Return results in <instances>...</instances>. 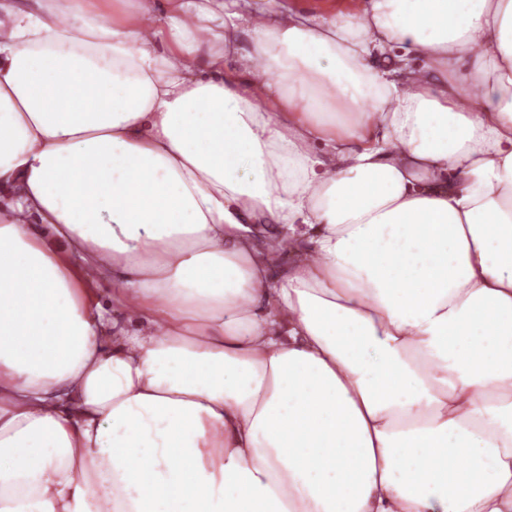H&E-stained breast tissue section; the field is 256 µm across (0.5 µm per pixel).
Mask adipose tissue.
I'll use <instances>...</instances> for the list:
<instances>
[{"label":"adipose tissue","instance_id":"1","mask_svg":"<svg viewBox=\"0 0 512 512\" xmlns=\"http://www.w3.org/2000/svg\"><path fill=\"white\" fill-rule=\"evenodd\" d=\"M87 2L0 0V512H512V0ZM295 9L312 13L332 15L336 12L353 13L359 6V0H288Z\"/></svg>","mask_w":512,"mask_h":512}]
</instances>
